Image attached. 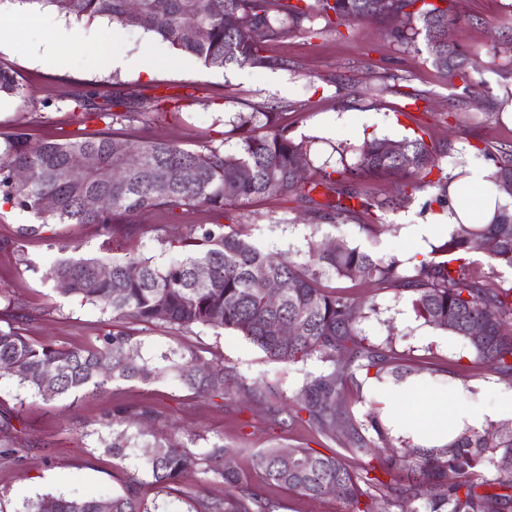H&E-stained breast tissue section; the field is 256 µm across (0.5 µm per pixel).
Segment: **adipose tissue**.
<instances>
[{"instance_id":"ef3b65f1","label":"adipose tissue","mask_w":512,"mask_h":512,"mask_svg":"<svg viewBox=\"0 0 512 512\" xmlns=\"http://www.w3.org/2000/svg\"><path fill=\"white\" fill-rule=\"evenodd\" d=\"M487 175L488 172L483 166L467 168L464 180L477 189V197L472 202L453 200L448 211L442 213L441 224L436 227L437 229L445 232L452 230L456 225L472 223L473 216L477 213L481 214L483 221L492 219L503 197L498 193L486 191ZM436 228L429 224L416 225L413 237L421 239ZM486 417V411L449 404L447 396L437 393L428 400L424 410L392 419L390 426L393 430L425 439L426 443L436 444L448 440L463 428L484 427Z\"/></svg>"}]
</instances>
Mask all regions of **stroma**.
I'll return each mask as SVG.
<instances>
[{
	"mask_svg": "<svg viewBox=\"0 0 512 512\" xmlns=\"http://www.w3.org/2000/svg\"><path fill=\"white\" fill-rule=\"evenodd\" d=\"M451 7L460 18L458 38L465 51L483 65L480 77L486 93L466 94L461 86L449 85L427 52L391 41L387 19L326 27L315 35L295 32L266 42L265 55L287 60L284 68L225 70L204 68L157 35L125 26L111 48L132 64L109 73L97 67L91 43L101 20H68L71 39L65 44L43 25L24 27L22 39L40 48L53 47L56 56L43 63L11 47L0 48V67L12 69L23 87L19 96L0 98V135L21 126L38 141L77 130L72 101L76 95H93L96 105L104 107L116 100L133 104L158 97L166 115L133 122L128 128L133 137L232 154L240 138L237 113L269 110L279 113L280 124L292 137L308 145L317 167L353 160L354 147L364 140H399L422 128L432 140L450 143L440 161L445 172L454 173L474 160L491 170L499 149L512 147V120L499 115L512 81L498 73L499 56L512 49V0H452ZM412 94L417 97L413 103L408 100ZM359 188L367 196L397 199L401 205L378 217L367 213L356 222L322 225L321 238L342 239L403 261L412 250L429 252L430 239L413 242L405 230L413 224L439 223L440 208L429 203L431 188L414 191L408 199L402 181L393 177L365 179ZM323 200L318 192L309 202L273 196L229 206L227 213L233 223L248 225L265 249L300 260L307 250L315 206ZM35 221L34 215L14 204L0 207V308L12 305L33 342L82 348L111 332L114 322L110 312L65 296L45 280L60 245L73 243L82 253L104 259L135 252L167 263L179 256L171 245L179 229L212 223L213 216L201 208L142 212L133 220L134 235L117 238L109 252L102 248L105 235L97 224H52L37 235L19 237V227ZM372 223L377 231L370 236L363 227ZM339 290L372 302L361 323L367 344L392 347L412 366L414 380L447 394L453 403L463 398L470 404L494 405L502 387L497 375L476 364L457 338L417 317L412 293L348 282L340 283ZM135 330L154 348L192 347L204 359L224 362L244 383L269 386L286 399L307 374L322 368L314 358L290 366L270 361L248 340L225 330L182 331L143 324ZM391 389L388 382L358 379L351 388L355 420H364L375 400L386 402L390 413L404 415L408 407L389 401ZM143 406L158 415L155 434L179 427L192 449L223 439L234 451V467L256 487H262L253 468L259 449L277 445L320 450L331 445L308 427L271 425L265 403H245L233 395L204 400L172 381L120 382L95 395L45 401L16 380L2 378L0 411L19 414L20 426L16 437L6 439V453H0V512H22L26 500L45 493H123L133 462L107 453L98 430L106 414ZM262 489L275 512H350L347 504L331 496L314 501L275 487Z\"/></svg>",
	"mask_w": 512,
	"mask_h": 512,
	"instance_id": "stroma-1",
	"label": "stroma"
}]
</instances>
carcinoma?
Masks as SVG:
<instances>
[{
  "label": "carcinoma",
  "instance_id": "cac0c4a2",
  "mask_svg": "<svg viewBox=\"0 0 512 512\" xmlns=\"http://www.w3.org/2000/svg\"><path fill=\"white\" fill-rule=\"evenodd\" d=\"M20 4L53 6L75 19L106 17L122 25L139 27L168 42L182 54L195 57L207 68L237 65L285 67L287 61L262 55L263 43L284 38L296 31L317 32L314 23L344 25L353 21L389 18V32L401 46L416 47L425 35L433 65L463 90H480L479 70L469 61L454 37L458 19L449 6L430 0H139L132 14L127 0H16ZM195 30L187 39L184 31ZM14 75L0 69V95H18ZM73 111L80 121L110 119L119 124L135 116L146 120L161 115L152 102L139 103L138 112H113L97 106L87 96L74 97ZM243 135L236 153L219 149L190 151L168 141L134 140L118 132L94 137H71L34 143L18 127L4 140L0 151V198L33 213L43 223L99 224L108 236L130 238L132 218L147 210H189L201 207L214 216H224L226 207L253 198L295 194L311 198L323 188L333 200L315 217L332 224H347L360 211H385L394 202L362 200L355 186L364 174L395 173L409 180L411 190L424 186L436 189L434 201L450 202L448 188L455 177L439 164L448 147L425 139L427 132L405 137L392 153L387 138L367 139L358 148L353 164H341L308 174L310 159L304 142L289 135L277 123L275 112L238 115ZM260 123L268 134L257 137L248 128ZM73 154L88 162L83 181L68 178ZM191 168L195 177L183 178ZM303 169V179L297 170ZM25 170L27 182L13 180V172ZM437 174L432 179L430 175ZM489 179L500 189L512 190V150L503 152ZM106 196L104 210L85 207L88 197ZM51 197L55 205L43 207ZM181 258L158 264L152 258L129 253L110 263L78 253L55 260L45 272L48 281H66V292L82 302L112 313L113 319L175 330L206 327L230 330L261 349L275 362L294 364L317 357L322 369L309 374L294 394L293 405L267 408L275 426L305 423L331 441L336 425L344 420L349 431L341 448L327 452L313 448H264L255 455V468L270 485L285 487L310 499L335 496L352 506L353 512H371L379 500L384 512H512V421L491 424L481 430L468 428L442 445L407 446L383 455L375 442L389 440L380 411L370 410L356 423L345 401V389L359 374L397 376L406 369L393 349L364 344L358 324L363 306L355 298L329 290L323 279L360 281L377 288L409 291L414 295L417 315L432 327L460 339L474 361L489 366L499 380L512 385V286H495L473 273L485 262L490 268L512 270V201L502 204L488 224H459L448 240L432 248L430 255L412 259L407 267L395 257L378 256L358 245L341 240L333 249L315 236L307 242L302 261L273 253L249 235L226 224H190L180 234ZM107 267V278L98 271ZM134 267L138 276L127 270ZM206 271L201 280L197 272ZM281 287L272 302L266 285ZM9 317L8 328H0V378L12 377L44 400L77 397L100 392L114 382L152 384L171 380L199 398H224L234 391L247 399L265 393L238 380L224 365L203 360L189 347L169 349L146 357L143 342L129 329L100 338L90 348L71 349L35 344L23 333L11 307L0 310ZM295 326L293 336H273L270 325ZM483 332L472 333L475 325ZM53 379L45 381V374ZM154 420L149 407L118 410L101 421L108 431L106 451L125 460L135 448H150L151 454L135 465L121 494L71 498L51 493L29 499L24 512H162L159 504L141 495L144 484L164 491H182L191 484L200 488L222 482V498L197 497L196 512H271V503L251 486L237 469L224 466L228 454L220 439L207 442L199 452L188 448L177 435L145 439L136 420ZM363 459L355 473L346 458ZM455 481L448 482V474Z\"/></svg>",
  "mask_w": 512,
  "mask_h": 512
}]
</instances>
